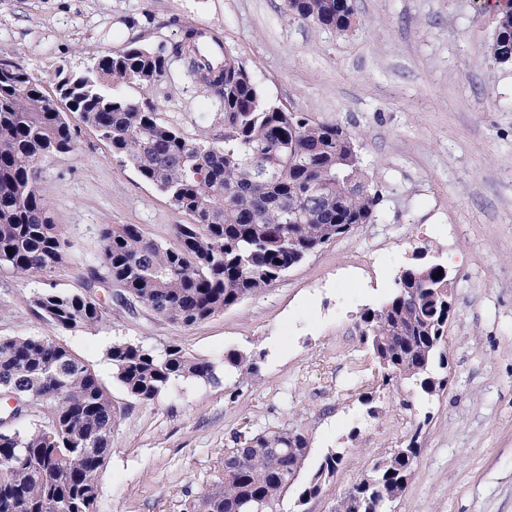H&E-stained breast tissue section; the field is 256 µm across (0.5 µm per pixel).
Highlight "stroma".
I'll return each instance as SVG.
<instances>
[{
	"label": "stroma",
	"mask_w": 512,
	"mask_h": 512,
	"mask_svg": "<svg viewBox=\"0 0 512 512\" xmlns=\"http://www.w3.org/2000/svg\"><path fill=\"white\" fill-rule=\"evenodd\" d=\"M483 0H354L349 31L302 22L285 0H0V62H24L54 92L60 70L137 41L170 52L183 28L218 36L276 104L355 135L381 194L377 219L307 256L260 295L190 328L143 308L115 307L101 328L50 325L33 299L84 292L105 224H136L165 246L188 223L79 114L78 147L47 159L39 192L68 242L48 274L0 272V336L49 335L94 369L118 411L98 473L97 512H184L224 477L239 431L285 427L308 440L297 481L343 454L320 493L280 512H336L373 462L417 436L419 454L389 512H512V65L486 48ZM144 98L184 135L224 142L205 87L170 61ZM444 265L453 295L448 384L431 399L386 386L361 341L359 312L426 261ZM131 340L178 344L223 364L256 354V379L177 380L150 404L112 377L106 348Z\"/></svg>",
	"instance_id": "1"
}]
</instances>
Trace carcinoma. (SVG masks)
Returning a JSON list of instances; mask_svg holds the SVG:
<instances>
[{
  "label": "carcinoma",
  "mask_w": 512,
  "mask_h": 512,
  "mask_svg": "<svg viewBox=\"0 0 512 512\" xmlns=\"http://www.w3.org/2000/svg\"><path fill=\"white\" fill-rule=\"evenodd\" d=\"M297 19L340 32L354 23L353 0H287ZM492 12L489 53L512 63V4L484 0ZM194 79L224 108V145L190 140L153 107L128 93L166 73L168 58L135 43L101 54L79 72H60L46 93L21 62L0 63V271L47 274L67 258V242L38 194L42 162L77 148L67 113L79 114L111 148L191 218L164 247L136 224H106L87 293L45 290L43 317L69 331L98 327L111 304L141 305L189 328L264 291L336 238L377 217L380 202L355 136L268 100L222 40L187 28L172 48ZM118 289L99 298L98 284ZM363 341L387 377L430 397L445 389L448 271L440 264L405 270L381 305L360 316ZM113 377L150 404L175 380L215 383L217 366L171 344L162 351L116 340L106 349ZM257 359L224 353V377L252 379ZM0 394L27 403L0 429V512H96L97 474L112 450L117 412L98 376L50 336H0ZM224 458V481L191 499L186 512H278L308 454L296 430L257 432ZM419 453L416 438L375 462L336 512H386L405 492ZM342 460L339 452L302 487L318 495Z\"/></svg>",
  "instance_id": "cac0c4a2"
}]
</instances>
